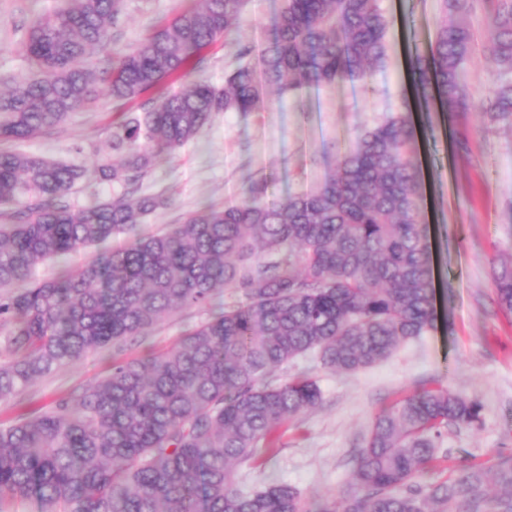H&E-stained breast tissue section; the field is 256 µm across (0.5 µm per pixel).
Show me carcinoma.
<instances>
[{
    "mask_svg": "<svg viewBox=\"0 0 512 512\" xmlns=\"http://www.w3.org/2000/svg\"><path fill=\"white\" fill-rule=\"evenodd\" d=\"M246 0H198L108 72L86 64L106 48L124 0H62L37 18L25 51L34 76L0 91V141L57 128L97 99L129 102L195 63L226 37ZM481 0H442L428 52L410 62L425 107L452 121L477 108L512 125V0H498L488 47L499 78L475 101L465 82L474 49L469 19ZM390 24L381 0H284L274 37L261 50L264 82L297 92L366 81L385 59ZM224 87L195 82L127 112L112 129V154L95 174L125 190L81 207L68 203L85 170L0 150V401L88 352H119L184 308L209 318L160 356L116 360L112 371L52 409L0 425V512L34 498L40 512H512V456L500 455L490 500L485 472L462 465L446 481L423 475L450 427H471L481 406L447 389L423 388L377 415L364 438L350 490L323 505L272 483L245 492L233 465L276 447L277 429L322 400L309 378L278 383L270 372L313 353L333 371L354 373L435 328L430 248L415 164L418 135L408 106L358 133L316 190L271 202L252 187L222 208L141 235L137 224L163 204L140 194L156 158L196 137L218 112L263 103L242 62ZM76 269L39 280L35 267L113 235ZM498 308L512 313V257L494 259ZM229 288L236 302L213 305Z\"/></svg>",
    "mask_w": 512,
    "mask_h": 512,
    "instance_id": "cac0c4a2",
    "label": "carcinoma"
}]
</instances>
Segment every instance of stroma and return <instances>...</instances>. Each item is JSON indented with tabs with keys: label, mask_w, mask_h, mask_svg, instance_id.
Listing matches in <instances>:
<instances>
[{
	"label": "stroma",
	"mask_w": 512,
	"mask_h": 512,
	"mask_svg": "<svg viewBox=\"0 0 512 512\" xmlns=\"http://www.w3.org/2000/svg\"><path fill=\"white\" fill-rule=\"evenodd\" d=\"M195 0H125L121 23L111 31L106 50L94 53L98 68L114 54L128 51L169 22ZM58 0H0V89L15 88L30 66L24 43L38 15L51 12ZM283 0H248L228 39L205 48L201 62L179 81L147 92V99L171 94L192 83L223 86L236 67L239 46H251L249 62L258 66L257 49L272 37ZM390 19L386 56L371 80L372 92L359 83L320 85L284 95L269 94L270 107L246 114L222 112L184 146L161 157L143 179L140 191L159 195L163 206L144 217L138 230L161 232L183 223L206 206L223 207L242 198L251 186L273 200L315 190L334 169L340 151L364 128L400 109L415 92L408 72L410 54L424 50L440 17L439 0H382ZM475 50L465 80L474 98H482L498 80L486 48L493 32L485 16L472 21ZM123 118L107 86L96 102L73 113L58 129L16 143V150L82 166L89 173L71 194L82 205L112 197L117 187L96 174L99 159L109 153L112 126ZM410 118L428 133L420 144L418 165L429 228L437 290V327L403 345L386 360L355 373H336L308 355L273 371L275 380H315L323 401L280 429L274 454L235 466L234 480L244 490L271 482L296 486L307 502L337 499L347 490L357 450L374 416L404 395L422 388L444 387L479 402L480 421L471 428H452L443 444L444 461L424 479L441 482L451 467H491L498 456L512 455V317L495 302L489 260L512 253V127L489 123L472 110L447 125L440 113L414 108ZM468 147H457L460 137ZM208 316L184 309L159 324L148 341L126 347L122 358L160 354L177 345L186 330ZM113 354L93 351L66 364L27 388L21 398L0 403V424L18 415L48 409L73 389L107 375Z\"/></svg>",
	"instance_id": "obj_1"
}]
</instances>
